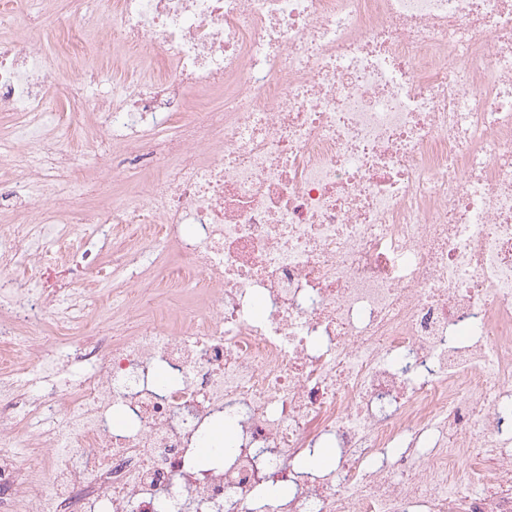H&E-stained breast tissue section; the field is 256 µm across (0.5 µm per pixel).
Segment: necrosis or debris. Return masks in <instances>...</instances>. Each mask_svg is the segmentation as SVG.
Instances as JSON below:
<instances>
[{
  "mask_svg": "<svg viewBox=\"0 0 512 512\" xmlns=\"http://www.w3.org/2000/svg\"><path fill=\"white\" fill-rule=\"evenodd\" d=\"M53 27L152 66L97 99L96 66L0 40V512H512V0H73ZM104 167L155 177L85 207ZM71 335L77 379L30 392L19 343L53 370Z\"/></svg>",
  "mask_w": 512,
  "mask_h": 512,
  "instance_id": "obj_1",
  "label": "necrosis or debris"
}]
</instances>
